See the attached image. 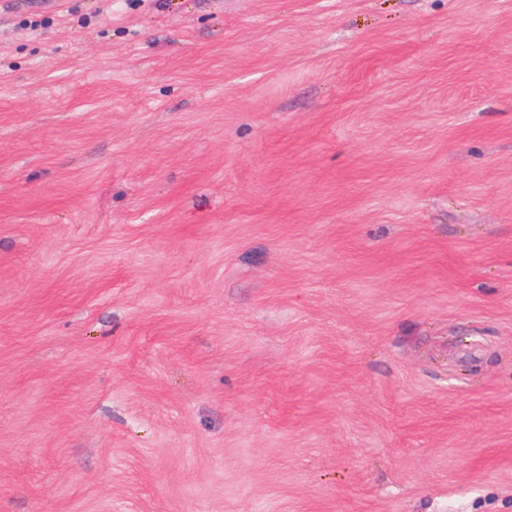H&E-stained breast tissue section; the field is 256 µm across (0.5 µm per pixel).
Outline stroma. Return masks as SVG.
Instances as JSON below:
<instances>
[{"instance_id": "35a3bbf8", "label": "stroma", "mask_w": 512, "mask_h": 512, "mask_svg": "<svg viewBox=\"0 0 512 512\" xmlns=\"http://www.w3.org/2000/svg\"><path fill=\"white\" fill-rule=\"evenodd\" d=\"M0 512H512V0H0Z\"/></svg>"}]
</instances>
